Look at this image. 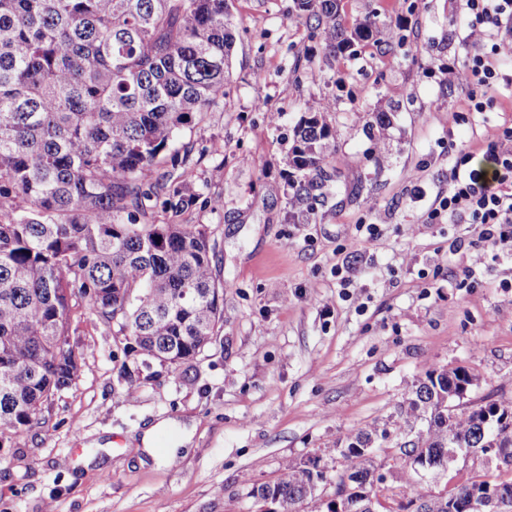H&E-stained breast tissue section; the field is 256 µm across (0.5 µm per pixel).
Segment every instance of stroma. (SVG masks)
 <instances>
[{
	"label": "stroma",
	"instance_id": "stroma-1",
	"mask_svg": "<svg viewBox=\"0 0 512 512\" xmlns=\"http://www.w3.org/2000/svg\"><path fill=\"white\" fill-rule=\"evenodd\" d=\"M342 5L349 21L375 15L377 31L333 58L293 0H231L226 94L182 134L200 198L155 214L210 231L226 285L218 336L176 370L141 369L111 325L74 307L85 366L0 452V512H251L247 482L274 481L285 459L342 473L340 447L357 430L391 428L427 369L475 376L461 408L512 401V254L468 273L476 226L427 220L455 152L481 162L482 144L512 126V86L447 83L444 69L465 60L461 0ZM472 93L490 108L467 111ZM315 102L336 133L331 179L295 206L288 155ZM128 371L139 375L131 396ZM160 420L195 428L171 466L140 445Z\"/></svg>",
	"mask_w": 512,
	"mask_h": 512
}]
</instances>
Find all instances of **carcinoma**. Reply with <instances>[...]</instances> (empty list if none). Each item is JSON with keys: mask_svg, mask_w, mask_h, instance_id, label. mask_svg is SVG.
Returning <instances> with one entry per match:
<instances>
[{"mask_svg": "<svg viewBox=\"0 0 512 512\" xmlns=\"http://www.w3.org/2000/svg\"><path fill=\"white\" fill-rule=\"evenodd\" d=\"M316 18L324 49L336 56L373 38L366 16L345 26L339 0H294ZM234 42L228 0H0V439L13 442L39 424L84 363L72 349V304L113 326L123 350L148 368L178 367L216 339L224 283L216 244L202 224H154L162 208L190 209L193 144L181 132L204 121L224 97ZM334 138L321 113L301 116L289 156L292 197L323 187L324 142ZM462 367L433 368L412 389L398 428L426 426L396 443L395 462L412 487L405 500L379 499L371 444L387 429L348 438L336 500L331 483L293 459L278 477L247 484L259 512H478L488 491L512 499V404L457 408ZM505 420L496 432L484 409ZM501 456L496 479L476 474L444 494L423 475L448 471L464 449L472 465Z\"/></svg>", "mask_w": 512, "mask_h": 512, "instance_id": "1", "label": "carcinoma"}]
</instances>
